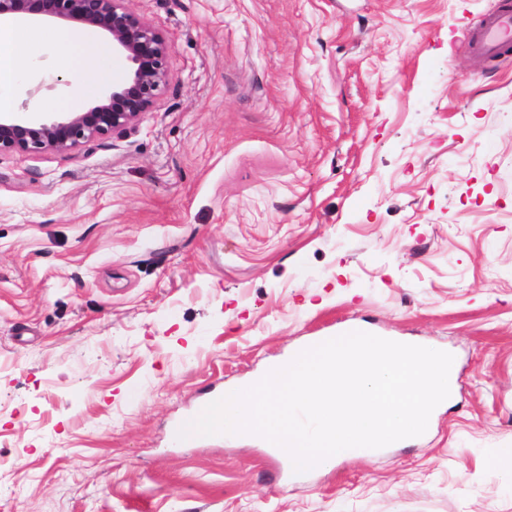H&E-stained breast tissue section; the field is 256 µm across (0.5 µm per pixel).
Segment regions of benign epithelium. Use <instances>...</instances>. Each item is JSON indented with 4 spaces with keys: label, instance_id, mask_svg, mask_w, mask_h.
<instances>
[{
    "label": "benign epithelium",
    "instance_id": "7a95c632",
    "mask_svg": "<svg viewBox=\"0 0 512 512\" xmlns=\"http://www.w3.org/2000/svg\"><path fill=\"white\" fill-rule=\"evenodd\" d=\"M125 0H0V18L27 16L94 29L131 63L126 77L96 104L46 121L0 116V154L73 150L89 141L122 135L150 110L168 79L172 52L166 38L126 8Z\"/></svg>",
    "mask_w": 512,
    "mask_h": 512
}]
</instances>
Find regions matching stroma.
Instances as JSON below:
<instances>
[{"mask_svg":"<svg viewBox=\"0 0 512 512\" xmlns=\"http://www.w3.org/2000/svg\"><path fill=\"white\" fill-rule=\"evenodd\" d=\"M496 0H127L172 47L136 129L0 155L8 512H512V55ZM56 24L16 111H72ZM359 326L451 350L417 443L293 477L174 424ZM499 1L468 38L471 55L480 64L512 52V2Z\"/></svg>","mask_w":512,"mask_h":512,"instance_id":"35a3bbf8","label":"stroma"}]
</instances>
